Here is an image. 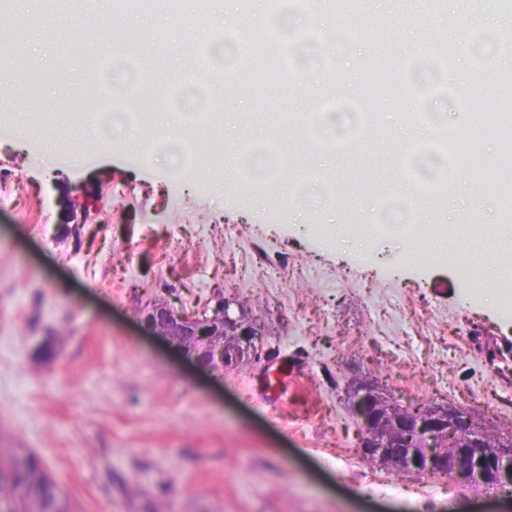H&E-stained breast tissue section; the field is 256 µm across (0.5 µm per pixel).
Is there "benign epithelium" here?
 <instances>
[{"label":"benign epithelium","instance_id":"7a95c632","mask_svg":"<svg viewBox=\"0 0 512 512\" xmlns=\"http://www.w3.org/2000/svg\"><path fill=\"white\" fill-rule=\"evenodd\" d=\"M231 300L199 316L166 301L154 300L142 310L143 328L164 337L211 369H235L248 360L263 335L262 325L231 312ZM352 413L360 421V448L396 474H441L459 486L494 484L497 494L512 496V449L488 451L492 433L451 404L416 406L406 417L399 400L368 377L346 387ZM467 437L458 439L460 432Z\"/></svg>","mask_w":512,"mask_h":512}]
</instances>
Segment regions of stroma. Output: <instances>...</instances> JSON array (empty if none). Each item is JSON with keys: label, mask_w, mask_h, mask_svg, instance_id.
Masks as SVG:
<instances>
[{"label": "stroma", "mask_w": 512, "mask_h": 512, "mask_svg": "<svg viewBox=\"0 0 512 512\" xmlns=\"http://www.w3.org/2000/svg\"><path fill=\"white\" fill-rule=\"evenodd\" d=\"M32 0L0 10V452L32 451L47 463L74 512H512V502L480 486L441 476L399 477L348 455L359 427L339 385L365 374L404 403L434 400L465 408L484 427L512 432V222L484 182L512 168L498 129H512V99L495 67L477 96L433 93L429 70L413 72L421 101L394 91L410 57L436 41L425 17L439 13L469 38L512 26V0H325L327 18L349 15L355 38L277 20L256 0H238L251 46L272 44L293 24L292 47L277 64L255 55L224 85L218 110L190 124L179 144L156 131L167 89L117 98L112 129L95 150L84 141L93 101L76 88L105 76L128 84L113 62L115 45L90 30L57 24L52 36L28 26ZM114 33L133 25L161 32L153 58L178 51L173 27L215 32L223 25L210 0H145L136 11L108 0ZM384 43L369 36L371 24ZM335 50L325 66L302 73L282 100L253 87L264 73L288 87L295 53ZM96 45L95 56L73 44ZM322 53V52H321ZM70 73L59 79L57 65ZM373 95L366 141L348 148L334 174L312 170L302 128L316 100L325 113ZM440 113L461 143L454 156L455 198L422 187L428 224L398 193L397 145L410 112ZM141 113L137 153L125 118ZM275 113L283 151L276 177L254 152L248 167L228 164L224 131L244 127L260 139L259 120ZM80 152V164L69 163ZM480 198L478 208L467 205ZM47 215L44 224L36 223ZM264 323L257 357L239 368L204 369L139 320L143 305L164 299L204 311L217 297ZM52 349L55 357L45 360ZM376 473L379 485L370 484Z\"/></svg>", "instance_id": "35a3bbf8"}]
</instances>
